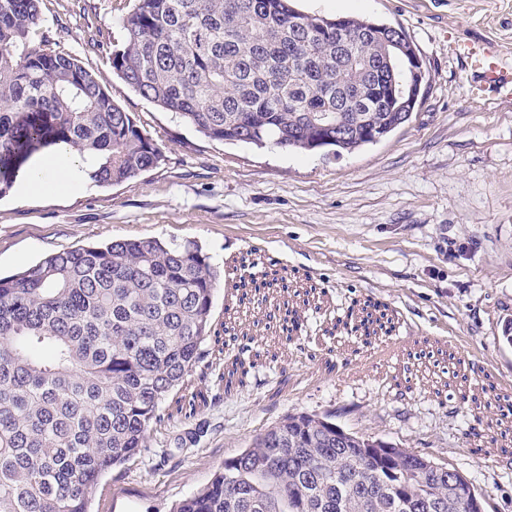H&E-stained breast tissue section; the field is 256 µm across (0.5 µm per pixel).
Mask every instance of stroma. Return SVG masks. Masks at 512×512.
Instances as JSON below:
<instances>
[{
	"label": "stroma",
	"mask_w": 512,
	"mask_h": 512,
	"mask_svg": "<svg viewBox=\"0 0 512 512\" xmlns=\"http://www.w3.org/2000/svg\"><path fill=\"white\" fill-rule=\"evenodd\" d=\"M400 29L423 60L411 119L342 156L212 140L127 87L108 53L128 0H42L49 47L80 56L158 142L161 163L110 187L0 197V275L90 243L197 241L219 272L204 357H243L223 400L176 411L99 483L93 512H172L285 417L462 473L512 512V97L471 98L458 42L512 59V0H297ZM480 449L473 457L472 449Z\"/></svg>",
	"instance_id": "stroma-1"
}]
</instances>
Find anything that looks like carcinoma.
Masks as SVG:
<instances>
[{
  "instance_id": "obj_1",
  "label": "carcinoma",
  "mask_w": 512,
  "mask_h": 512,
  "mask_svg": "<svg viewBox=\"0 0 512 512\" xmlns=\"http://www.w3.org/2000/svg\"><path fill=\"white\" fill-rule=\"evenodd\" d=\"M39 0H0V197L66 145L111 186L163 159L77 55L31 46ZM113 72L210 139L352 152L410 120L391 100L399 33L293 0H133ZM217 271L191 242L112 241L0 277V512H90L101 479L145 448L203 358ZM448 468L298 413L224 461L173 512H452ZM446 505L441 511L434 505Z\"/></svg>"
}]
</instances>
